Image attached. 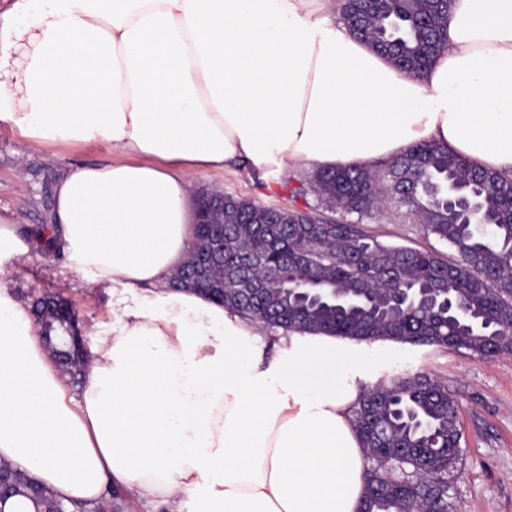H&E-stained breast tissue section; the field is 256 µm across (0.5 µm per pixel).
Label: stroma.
Here are the masks:
<instances>
[{"label":"stroma","mask_w":512,"mask_h":512,"mask_svg":"<svg viewBox=\"0 0 512 512\" xmlns=\"http://www.w3.org/2000/svg\"><path fill=\"white\" fill-rule=\"evenodd\" d=\"M103 145H30L8 126H0V214L12 218L23 232L49 223L52 189L72 167L114 160ZM313 173L293 174L288 183L268 190L263 179L233 165L195 175L192 192L221 191L265 206L292 209L341 221V211L326 212L313 190ZM362 229L390 245L426 249L448 258L447 244L424 235L406 209L388 207L384 214L363 218ZM19 298L32 302L45 290L59 292L78 312L83 324L107 313L102 292L81 288L64 265V252L30 251L11 278ZM396 372L424 373L447 385L459 412L461 465L453 484L455 512H512V354L479 357L460 349L395 344L375 376Z\"/></svg>","instance_id":"35a3bbf8"}]
</instances>
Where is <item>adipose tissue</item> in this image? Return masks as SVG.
Listing matches in <instances>:
<instances>
[{"label":"adipose tissue","instance_id":"adipose-tissue-1","mask_svg":"<svg viewBox=\"0 0 512 512\" xmlns=\"http://www.w3.org/2000/svg\"><path fill=\"white\" fill-rule=\"evenodd\" d=\"M0 124L121 156L54 187L66 266L111 308L78 388L8 286L29 247L0 216V461L68 505L116 482L152 512H357L352 407L388 349L266 336L172 289L189 178L239 163L277 186L419 142L512 177V0H453L421 74L352 35L336 0H8Z\"/></svg>","mask_w":512,"mask_h":512}]
</instances>
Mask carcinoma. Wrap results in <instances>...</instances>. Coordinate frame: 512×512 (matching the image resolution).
<instances>
[{"label":"carcinoma","instance_id":"cac0c4a2","mask_svg":"<svg viewBox=\"0 0 512 512\" xmlns=\"http://www.w3.org/2000/svg\"><path fill=\"white\" fill-rule=\"evenodd\" d=\"M452 0H343L338 17L356 37L397 67L427 68L444 48ZM318 196L346 214L369 216L385 198L416 216L423 233L448 244L457 258L385 244L354 222L331 225L308 239L302 225L316 217L224 196V223L196 224L194 235L224 236V267L207 298L266 327L371 342L465 349L477 356L512 353V179L465 165L436 144L410 147L377 173L322 169ZM490 223L483 236L459 223L449 191ZM268 285L258 300L246 288ZM456 288L442 293L448 280ZM366 287L352 303L311 299L299 288ZM40 333L64 372L81 378L87 360L73 355L66 336L79 330L72 303L43 295ZM464 308L470 319L456 314ZM483 317L491 324H481ZM353 419L371 468L359 512H452L462 434L448 387L423 373L395 374L367 387ZM35 497L41 512H67L53 495L0 463V501Z\"/></svg>","mask_w":512,"mask_h":512}]
</instances>
